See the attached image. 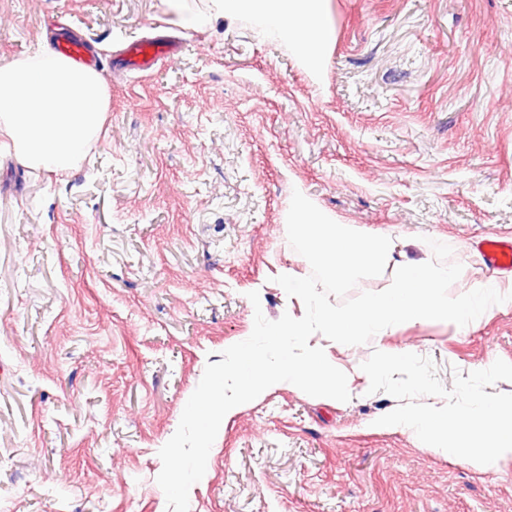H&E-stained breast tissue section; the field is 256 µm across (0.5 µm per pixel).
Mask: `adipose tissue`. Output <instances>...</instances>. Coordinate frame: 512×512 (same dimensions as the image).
Masks as SVG:
<instances>
[{
  "label": "adipose tissue",
  "mask_w": 512,
  "mask_h": 512,
  "mask_svg": "<svg viewBox=\"0 0 512 512\" xmlns=\"http://www.w3.org/2000/svg\"><path fill=\"white\" fill-rule=\"evenodd\" d=\"M230 17L259 20L268 39L294 47L312 71L335 41L327 0H213Z\"/></svg>",
  "instance_id": "adipose-tissue-1"
}]
</instances>
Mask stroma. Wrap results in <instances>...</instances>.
I'll use <instances>...</instances> for the list:
<instances>
[{
	"label": "stroma",
	"mask_w": 512,
	"mask_h": 512,
	"mask_svg": "<svg viewBox=\"0 0 512 512\" xmlns=\"http://www.w3.org/2000/svg\"><path fill=\"white\" fill-rule=\"evenodd\" d=\"M319 74L211 0H0V65L34 54L56 14L101 54L109 108L61 173L0 135V512H167L158 452L205 366L278 319L293 191L407 260L448 244L470 288L475 247L512 237V0H329ZM210 15L187 28L192 12ZM177 54L115 65L159 30ZM258 292L260 303L248 295ZM455 370L512 363V303L465 327L425 322L356 352ZM378 392L340 402L280 386L225 424L189 512H512V457L490 470L375 421Z\"/></svg>",
	"instance_id": "35a3bbf8"
}]
</instances>
